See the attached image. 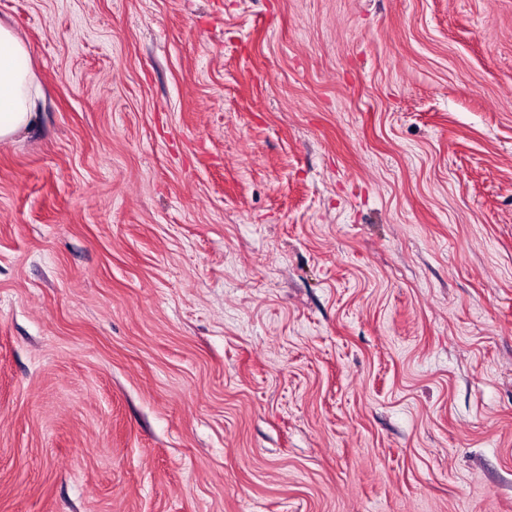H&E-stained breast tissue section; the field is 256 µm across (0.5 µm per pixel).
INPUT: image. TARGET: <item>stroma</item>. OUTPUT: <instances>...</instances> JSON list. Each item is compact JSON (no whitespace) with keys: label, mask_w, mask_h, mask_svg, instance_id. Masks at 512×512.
Returning <instances> with one entry per match:
<instances>
[{"label":"stroma","mask_w":512,"mask_h":512,"mask_svg":"<svg viewBox=\"0 0 512 512\" xmlns=\"http://www.w3.org/2000/svg\"><path fill=\"white\" fill-rule=\"evenodd\" d=\"M0 26V512H512V0ZM26 59L21 41L0 26V142L13 139L38 117V86Z\"/></svg>","instance_id":"35a3bbf8"}]
</instances>
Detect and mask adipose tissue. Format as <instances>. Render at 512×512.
I'll list each match as a JSON object with an SVG mask.
<instances>
[{
	"label": "adipose tissue",
	"mask_w": 512,
	"mask_h": 512,
	"mask_svg": "<svg viewBox=\"0 0 512 512\" xmlns=\"http://www.w3.org/2000/svg\"><path fill=\"white\" fill-rule=\"evenodd\" d=\"M34 78L21 41L0 26V142L13 139L38 117Z\"/></svg>",
	"instance_id": "1"
}]
</instances>
